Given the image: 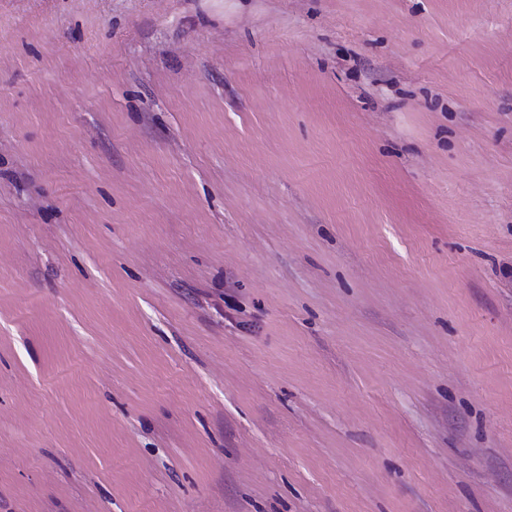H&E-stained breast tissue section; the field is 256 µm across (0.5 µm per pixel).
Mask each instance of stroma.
<instances>
[{
    "label": "stroma",
    "mask_w": 512,
    "mask_h": 512,
    "mask_svg": "<svg viewBox=\"0 0 512 512\" xmlns=\"http://www.w3.org/2000/svg\"><path fill=\"white\" fill-rule=\"evenodd\" d=\"M0 512H512V0H0Z\"/></svg>",
    "instance_id": "stroma-1"
}]
</instances>
